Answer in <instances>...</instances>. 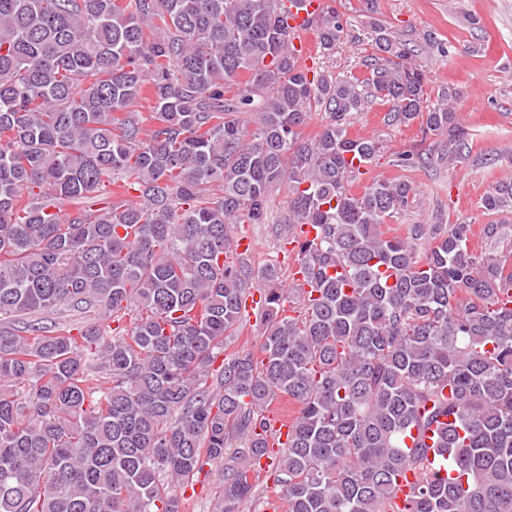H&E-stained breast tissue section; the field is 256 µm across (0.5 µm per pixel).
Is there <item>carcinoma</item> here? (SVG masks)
Here are the masks:
<instances>
[{
    "mask_svg": "<svg viewBox=\"0 0 512 512\" xmlns=\"http://www.w3.org/2000/svg\"><path fill=\"white\" fill-rule=\"evenodd\" d=\"M315 26L328 53L350 36L330 5ZM369 27L361 80L301 64L278 0H0V512H186L205 463L240 512L264 456L287 512H512V271L469 224L384 231L407 181L350 192L382 153L347 134L370 96L466 146L458 93L431 98ZM281 187L286 237L319 225L294 248L314 297L264 269L259 355L217 367L247 293L232 225L266 223ZM481 208L511 210L512 180ZM60 306L115 327L26 320ZM281 396L299 410L274 449ZM434 423L445 481L405 444Z\"/></svg>",
    "mask_w": 512,
    "mask_h": 512,
    "instance_id": "carcinoma-1",
    "label": "carcinoma"
}]
</instances>
